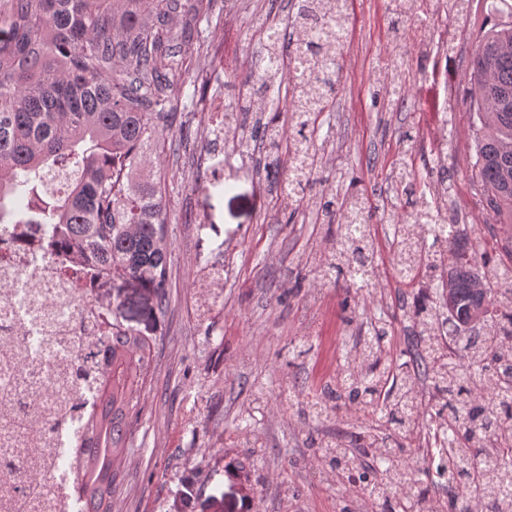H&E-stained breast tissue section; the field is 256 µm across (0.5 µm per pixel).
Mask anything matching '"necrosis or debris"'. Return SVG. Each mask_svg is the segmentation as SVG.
<instances>
[{
  "instance_id": "1",
  "label": "necrosis or debris",
  "mask_w": 512,
  "mask_h": 512,
  "mask_svg": "<svg viewBox=\"0 0 512 512\" xmlns=\"http://www.w3.org/2000/svg\"><path fill=\"white\" fill-rule=\"evenodd\" d=\"M29 224H0V512H80L71 451L98 380L111 307Z\"/></svg>"
}]
</instances>
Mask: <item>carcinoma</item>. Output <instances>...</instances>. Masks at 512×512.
I'll use <instances>...</instances> for the list:
<instances>
[{
  "label": "carcinoma",
  "mask_w": 512,
  "mask_h": 512,
  "mask_svg": "<svg viewBox=\"0 0 512 512\" xmlns=\"http://www.w3.org/2000/svg\"><path fill=\"white\" fill-rule=\"evenodd\" d=\"M343 2L307 0L298 9L296 51L327 64L329 45L312 38L310 29L346 24ZM209 5L210 0H0V222L14 218L34 225L53 246L90 267L102 284L122 279L148 290L155 298L154 317L163 313L167 285L165 180L160 174L147 177L143 169L149 156L167 151L168 140L156 133L158 113L152 106L161 104L156 95L167 88L175 46L191 40ZM175 13L184 17L176 32L167 26ZM475 22L481 39L467 74L476 116L473 168L483 209L511 229L502 249L512 258V25L490 26L482 15ZM283 81L284 75L272 69L259 81V91L279 94ZM315 135L306 113H291L287 137L298 166L288 183L295 194L313 169ZM60 170L67 173V184L58 194L50 191L48 176ZM320 208L330 224L344 218L337 225L331 267L352 278L371 276L374 253L366 225L353 223L362 211L360 201L334 197ZM427 221L425 214L415 224L397 225L394 265L400 273L414 269L422 276L446 268L455 309L451 319L459 328L484 304L473 282L493 292L492 281L478 271L487 260L454 237L445 252L423 256L417 230ZM484 321L493 329L466 337V361L456 363L438 340V318H428L412 337L415 353L412 363L403 364V379L415 371L423 374L448 411V448L442 457L448 501L476 493L501 512V490L512 484V398L501 394L502 366L509 357L499 345L512 339V311L490 310ZM387 338L384 325L367 337L361 348L364 372L326 387L324 395L329 402H356L382 412L407 438L431 426L433 418L406 384L387 387L394 365ZM152 357L149 338L118 324L112 325L111 343L97 352L98 399L84 419L73 467L83 512H112L114 465L128 450ZM476 376L485 397L471 386ZM359 451L385 465L384 479L359 471L342 445L326 446L336 468L357 472L384 512L401 508L405 488L427 500V512H441L442 505L426 499L428 489L395 449L367 435Z\"/></svg>",
  "instance_id": "cac0c4a2"
}]
</instances>
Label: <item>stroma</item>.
Wrapping results in <instances>:
<instances>
[{"label":"stroma","mask_w":512,"mask_h":512,"mask_svg":"<svg viewBox=\"0 0 512 512\" xmlns=\"http://www.w3.org/2000/svg\"><path fill=\"white\" fill-rule=\"evenodd\" d=\"M294 0H212L194 39L177 45L160 134L174 139L167 173V309L153 318L137 289L103 288L114 318L154 346L133 447L117 462L122 492L112 512H380L363 487L330 466L324 445L340 433L398 438L381 413L357 404L322 410L320 380H338L371 321L394 347L419 328L415 305L438 303L435 281L398 284L394 225L421 205L446 204L445 223L508 266L502 232L480 204L473 171V114L465 74L478 44L455 0H422L418 18L396 0H352L350 45L336 94L314 141L304 197L284 203L267 180L269 154L254 131L267 113L246 76L262 31L291 35ZM440 29L448 51L421 50ZM403 85L402 104L385 89ZM224 100L234 140L213 142L206 109ZM410 176H403V169ZM358 196L367 206L375 275L366 287L321 277L336 227L319 197ZM218 271L194 285L198 266Z\"/></svg>","instance_id":"stroma-1"}]
</instances>
